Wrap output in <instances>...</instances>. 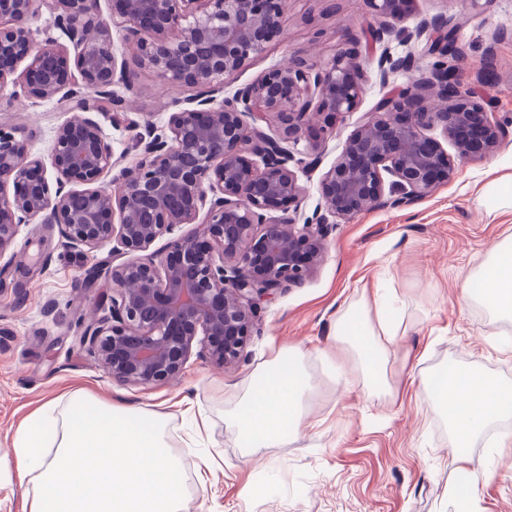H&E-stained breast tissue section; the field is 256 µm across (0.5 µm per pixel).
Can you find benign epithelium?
Wrapping results in <instances>:
<instances>
[{"mask_svg": "<svg viewBox=\"0 0 512 512\" xmlns=\"http://www.w3.org/2000/svg\"><path fill=\"white\" fill-rule=\"evenodd\" d=\"M99 2L0 0V93L10 87L13 97L78 111L56 128L48 165L0 126V258L16 259L22 224L57 228L79 254L112 244L119 263L107 267L110 316L91 317L78 343L115 381H176L198 336L212 362L238 359L260 301L318 269L332 219L424 197L454 178V158L493 153L509 134L448 65L454 29L446 16L413 31L402 23L414 0H367L375 38L410 42L431 30L427 52L437 61L348 134L321 181L325 212L298 224L287 207L305 195L300 175L333 134L321 115L343 118L362 99L356 56L340 51L317 66L294 54L226 96L224 78L283 31L285 0H112L110 22ZM42 11L67 42L32 39L27 20ZM114 30L134 49L135 66L198 89L166 124H136L140 158L130 166L92 116L106 100L121 111L119 90L134 88ZM378 69L386 81L414 60L384 54ZM271 119L283 126L278 138L260 126ZM437 128L456 157L427 135ZM108 173L110 188L102 184ZM278 210L283 216L271 219ZM184 224L196 228L151 249Z\"/></svg>", "mask_w": 512, "mask_h": 512, "instance_id": "obj_1", "label": "benign epithelium"}]
</instances>
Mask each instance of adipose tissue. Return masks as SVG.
<instances>
[{"label":"adipose tissue","instance_id":"obj_1","mask_svg":"<svg viewBox=\"0 0 512 512\" xmlns=\"http://www.w3.org/2000/svg\"><path fill=\"white\" fill-rule=\"evenodd\" d=\"M478 300L512 316V238L496 245L470 277ZM400 324L385 297L336 324L339 345L330 360L353 366L364 385L394 395L388 345ZM310 381L297 353L278 354L256 374L232 422L250 452L279 448L310 413ZM431 397L448 419L451 447L478 476L468 447L491 423L512 419V384L450 365L432 378ZM165 411L114 405L82 391L64 408L48 402L29 417L14 443L28 482L23 512H182L180 459L164 449Z\"/></svg>","mask_w":512,"mask_h":512}]
</instances>
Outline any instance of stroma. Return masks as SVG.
Instances as JSON below:
<instances>
[{
    "mask_svg": "<svg viewBox=\"0 0 512 512\" xmlns=\"http://www.w3.org/2000/svg\"><path fill=\"white\" fill-rule=\"evenodd\" d=\"M447 15L460 49L454 64L463 82L487 108L512 119V0H416L408 27ZM365 0H288L287 23L267 50L225 78V93L252 82L292 54L321 65L348 50L363 65L364 93L356 112L336 120V132L321 148V163L303 175L306 193L296 215L304 223L324 208L321 180L342 152L354 127L380 99L410 84L433 62L424 42L405 44L373 37ZM416 58V70L389 83L379 79L380 53ZM126 118L96 116L125 164L138 159L136 132L127 119L164 124L194 88L137 71ZM55 103L0 96V122L13 128L29 150L49 159L57 126L68 120ZM512 176V140L493 154L457 163L452 181L401 207H378L339 221L326 256L304 283L283 289L260 304L258 322L243 355L219 367L192 353L181 378L169 385L113 381L79 347L82 323L100 313L112 292L103 269L111 246L84 256L64 248L58 234L24 225L14 249L34 274L6 276L0 288V451L12 450L23 421L47 402L76 388L143 409L171 406L168 451L185 470L184 512H456L449 494L462 473L450 450L447 421L427 403L423 382L439 367L461 363L512 382V320H502L463 293L465 280L492 247L512 237V208L489 209L482 189ZM377 289L390 302L403 331L389 343L396 397L368 388L352 370L325 361L334 348L337 319ZM300 350L314 390L311 427L282 448L248 454L229 415L254 373L278 351ZM209 429L199 448L186 450L191 415L182 397ZM504 435L493 447L478 439L469 453L491 475L473 489L476 512H512V422L494 423ZM213 471L206 483L197 473Z\"/></svg>",
    "mask_w": 512,
    "mask_h": 512,
    "instance_id": "stroma-1",
    "label": "stroma"
}]
</instances>
